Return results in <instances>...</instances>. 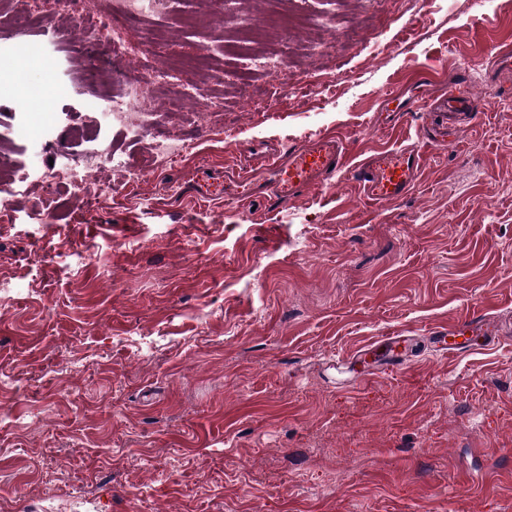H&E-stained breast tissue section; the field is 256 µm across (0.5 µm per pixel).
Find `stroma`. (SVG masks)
I'll return each mask as SVG.
<instances>
[{
    "mask_svg": "<svg viewBox=\"0 0 512 512\" xmlns=\"http://www.w3.org/2000/svg\"><path fill=\"white\" fill-rule=\"evenodd\" d=\"M233 16L284 57L279 81L231 52ZM155 26L209 65L161 88L137 136L101 105L164 49L117 61L76 14L0 7V512H512V339L447 357L428 339L474 311L512 329V79L458 85L485 110L454 152L426 148L404 199L371 208L337 177L255 210L238 178L258 142L420 144L383 96L512 44V0H174ZM155 139L183 150L156 161ZM100 150L139 172L92 169L90 201L35 180ZM399 332L403 367L364 356Z\"/></svg>",
    "mask_w": 512,
    "mask_h": 512,
    "instance_id": "stroma-1",
    "label": "stroma"
}]
</instances>
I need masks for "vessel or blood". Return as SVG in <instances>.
Returning <instances> with one entry per match:
<instances>
[{
  "instance_id": "b4317fda",
  "label": "vessel or blood",
  "mask_w": 512,
  "mask_h": 512,
  "mask_svg": "<svg viewBox=\"0 0 512 512\" xmlns=\"http://www.w3.org/2000/svg\"><path fill=\"white\" fill-rule=\"evenodd\" d=\"M445 102L447 111L440 123L428 127L426 137L445 150H453L454 131L459 122L481 112V98L465 94L438 96L429 84H422L416 98L404 104L407 112H431L438 102ZM422 150L400 147L354 160L348 142L328 133L312 142L289 148L282 155H260L262 178L269 199L285 201L304 190L317 187L336 175H347L358 184L365 201L379 205L405 198L413 188L422 167ZM498 325L485 314L470 313L453 325L434 330L436 342L447 345L451 354L461 352L463 336L490 337L497 335Z\"/></svg>"
}]
</instances>
